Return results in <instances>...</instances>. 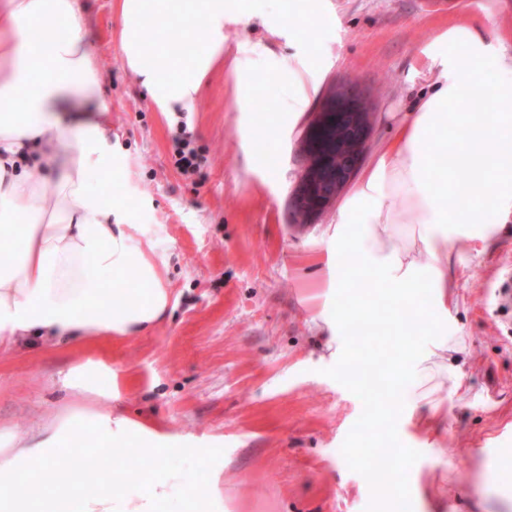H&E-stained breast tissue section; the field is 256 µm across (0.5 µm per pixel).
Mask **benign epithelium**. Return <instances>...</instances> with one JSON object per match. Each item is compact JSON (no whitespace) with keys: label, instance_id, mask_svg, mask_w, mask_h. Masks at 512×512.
I'll use <instances>...</instances> for the list:
<instances>
[{"label":"benign epithelium","instance_id":"obj_1","mask_svg":"<svg viewBox=\"0 0 512 512\" xmlns=\"http://www.w3.org/2000/svg\"><path fill=\"white\" fill-rule=\"evenodd\" d=\"M374 117V96L360 82L347 79L332 87L297 145L301 175L288 200L294 223L312 222L354 179L370 146Z\"/></svg>","mask_w":512,"mask_h":512}]
</instances>
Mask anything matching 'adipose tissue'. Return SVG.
Masks as SVG:
<instances>
[{
    "label": "adipose tissue",
    "mask_w": 512,
    "mask_h": 512,
    "mask_svg": "<svg viewBox=\"0 0 512 512\" xmlns=\"http://www.w3.org/2000/svg\"><path fill=\"white\" fill-rule=\"evenodd\" d=\"M247 2L117 0L125 62L161 111H193L201 78L224 51V19L243 18ZM150 18L161 24L152 37L144 34ZM177 21L195 37L186 60L170 32ZM483 41L479 32L449 30L444 72L406 112L332 231L363 256L376 283L434 303L421 317L435 340L413 347L411 370L394 367L385 377L412 405L427 398L435 376H455L448 356L457 342L436 313L448 302L449 243L482 223L486 208L512 216V57L488 70ZM101 97L78 0H0V351L141 335L170 306L157 267L118 221L124 205L100 180L122 172L111 129L91 120L73 133L63 126V113ZM465 98L481 111L463 109ZM448 149L455 165L439 167ZM352 224L360 233L349 232ZM130 270L134 286L115 284ZM116 379L101 360L71 367V407L38 430L0 438V512H61L72 500L79 512H223L216 483L190 487L168 467L180 440L87 403L90 394L106 397ZM78 435L102 442L118 462L151 464L150 476L119 495L57 484V457Z\"/></svg>",
    "instance_id": "1"
}]
</instances>
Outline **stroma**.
Returning <instances> with one entry per match:
<instances>
[{
	"label": "stroma",
	"mask_w": 512,
	"mask_h": 512,
	"mask_svg": "<svg viewBox=\"0 0 512 512\" xmlns=\"http://www.w3.org/2000/svg\"><path fill=\"white\" fill-rule=\"evenodd\" d=\"M79 5L108 106L90 118L111 127L123 163L106 185L128 208L126 230L157 266L171 306L141 336L1 353L0 431L60 414L74 401L68 368L102 360L117 372V388L96 408L181 437L185 452L171 465L194 484L220 467L224 512H367L370 487L341 454L362 403L324 374L335 364L322 324L336 293L327 259L355 260L331 238L340 203L313 223L291 221L297 140L330 88L355 79L376 96L364 159L372 164L401 112L441 71V35L470 26L485 35L487 65L512 56V0H443L437 11L427 0H304L285 29L275 0H250V18L225 20L224 54L183 114L159 111L127 68L117 0ZM313 11L323 17L316 26ZM258 42L268 48L260 68L303 75L311 94L307 111L263 147L255 113L238 109L232 76ZM182 121L205 156L202 176L175 164ZM485 217L449 248L445 324L462 346L457 378L440 381L429 402L403 409L397 422L401 442L420 453L408 473L412 512H512V305L501 299L512 220L498 223L491 209ZM434 405L436 430L415 428ZM201 450L212 467L200 466Z\"/></svg>",
	"instance_id": "1"
}]
</instances>
